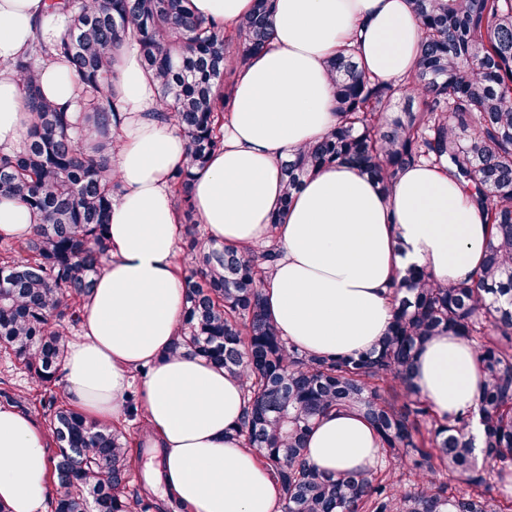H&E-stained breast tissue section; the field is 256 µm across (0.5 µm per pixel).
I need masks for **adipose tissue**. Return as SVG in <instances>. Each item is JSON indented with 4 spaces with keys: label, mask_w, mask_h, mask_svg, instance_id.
I'll return each instance as SVG.
<instances>
[{
    "label": "adipose tissue",
    "mask_w": 512,
    "mask_h": 512,
    "mask_svg": "<svg viewBox=\"0 0 512 512\" xmlns=\"http://www.w3.org/2000/svg\"><path fill=\"white\" fill-rule=\"evenodd\" d=\"M45 0H0V150L19 149L27 132L21 85L11 63L35 41L56 42L66 26ZM421 25L408 0H276L269 46L239 71L224 147L190 188L211 240L258 248L276 238L281 257L263 287L267 312L284 338L318 355L369 350L386 332L390 284L407 269L440 282L467 279L483 260L489 227L439 167L403 171L390 195L351 165L331 164L305 180L279 225L280 161L337 123L325 63L345 48L360 69L394 81L416 62ZM42 94L78 116L80 89L58 61L38 71ZM114 87L122 106L112 168L124 186L109 216L111 259L84 304L79 334L67 337L66 391L99 421L119 420L135 370L149 424L153 486L190 512H281L271 472L230 429L246 406L241 380L202 358L170 355L181 322L183 234L168 176L184 141L160 117L156 86L136 46L119 58ZM39 218L0 198V235L28 238ZM484 376L473 347L453 332L420 353L414 383L442 419L477 413ZM323 472L376 470L382 443L357 412L321 416L306 439ZM53 458L32 416L0 406V504L40 512L52 491Z\"/></svg>",
    "instance_id": "obj_1"
}]
</instances>
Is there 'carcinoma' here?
<instances>
[{"label":"carcinoma","instance_id":"1","mask_svg":"<svg viewBox=\"0 0 512 512\" xmlns=\"http://www.w3.org/2000/svg\"><path fill=\"white\" fill-rule=\"evenodd\" d=\"M421 27L418 60L397 84L367 77L352 50L330 59L340 122L281 161L279 224L292 194L322 167L352 163L387 194L401 172L439 165L481 209L490 234L468 280L435 282L410 269L392 284L391 324L372 350L316 356L287 344L266 312L262 288L279 258L276 239L237 249L196 236L194 176L224 144L229 80L271 39L274 0H255L232 28L190 10L189 0H48L67 27L48 48L36 43L13 69L30 124L23 146L0 152V198L38 213L24 241L0 256V350L12 352L42 386L58 379L63 336L110 261L108 214L123 194L112 173V119L121 103L109 81L135 44L157 83L162 117L186 142L169 176L187 225L185 307L170 353H189L243 380L247 410L230 431L253 449L279 486L283 512H512V496L488 497L491 477L512 475V0H410ZM49 56L82 85L80 125L45 99L36 81ZM419 108L389 115L398 92ZM452 331L475 349L484 373L480 438L450 423L413 389L418 351ZM360 412L377 431L389 477L323 473L306 461L316 417ZM58 452L53 512H134L127 492L133 455L123 433L50 404ZM411 465L412 480L400 479ZM462 477L453 494L441 472Z\"/></svg>","mask_w":512,"mask_h":512}]
</instances>
